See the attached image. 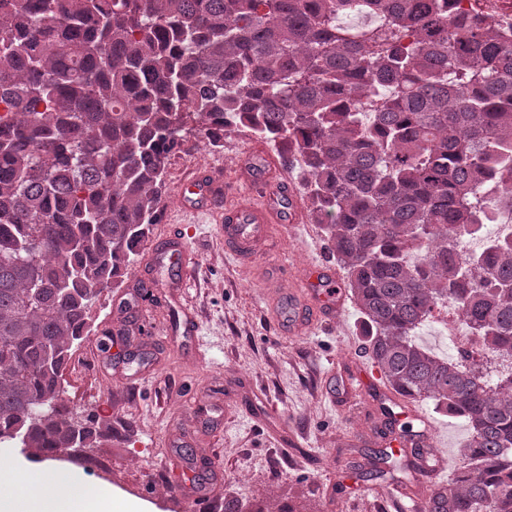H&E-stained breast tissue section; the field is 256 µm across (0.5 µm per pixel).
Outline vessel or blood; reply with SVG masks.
Returning <instances> with one entry per match:
<instances>
[{"instance_id":"vessel-or-blood-1","label":"vessel or blood","mask_w":512,"mask_h":512,"mask_svg":"<svg viewBox=\"0 0 512 512\" xmlns=\"http://www.w3.org/2000/svg\"><path fill=\"white\" fill-rule=\"evenodd\" d=\"M292 159L270 154H245L230 178L216 171L196 172L187 179L178 194L180 209L204 212L215 216L226 250L244 267L252 268L261 256L278 252L286 235L296 224L308 221L306 207L295 188L285 187L281 176L291 167ZM248 202H241V195ZM179 270L170 288L182 287L184 280L196 275L198 264L189 246L176 238H165L159 247L151 249L140 274V299L152 297L154 274L162 267ZM292 289H285V282ZM338 275L327 260L312 263L302 277H295L293 268L280 264L275 275L264 278L265 293L277 328L290 334H300L321 325L335 328L346 295L337 290ZM348 410L358 419L364 433L375 434L385 448H405L416 454V474L420 481L443 480L448 470V454L441 450L439 429L424 421L417 408L409 406L392 392L380 390L369 370L356 367L349 380ZM399 409L404 418L423 420L419 430H404L393 425L392 409ZM196 469L209 472L205 481H196L189 504L208 501L219 485V476L211 472L208 458H200Z\"/></svg>"}]
</instances>
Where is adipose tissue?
<instances>
[{
	"label": "adipose tissue",
	"mask_w": 512,
	"mask_h": 512,
	"mask_svg": "<svg viewBox=\"0 0 512 512\" xmlns=\"http://www.w3.org/2000/svg\"><path fill=\"white\" fill-rule=\"evenodd\" d=\"M0 461L6 465L7 499L40 502L42 512H152L151 504L129 499L109 483H88L60 461L30 459L2 447Z\"/></svg>",
	"instance_id": "ef3b65f1"
}]
</instances>
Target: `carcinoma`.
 <instances>
[{"mask_svg": "<svg viewBox=\"0 0 512 512\" xmlns=\"http://www.w3.org/2000/svg\"><path fill=\"white\" fill-rule=\"evenodd\" d=\"M457 2L0 0V436L98 447L74 348L186 131L246 129L299 159L383 384L468 423L423 512H512V238L462 250L512 212V33ZM447 306L455 359L413 339Z\"/></svg>", "mask_w": 512, "mask_h": 512, "instance_id": "obj_1", "label": "carcinoma"}]
</instances>
